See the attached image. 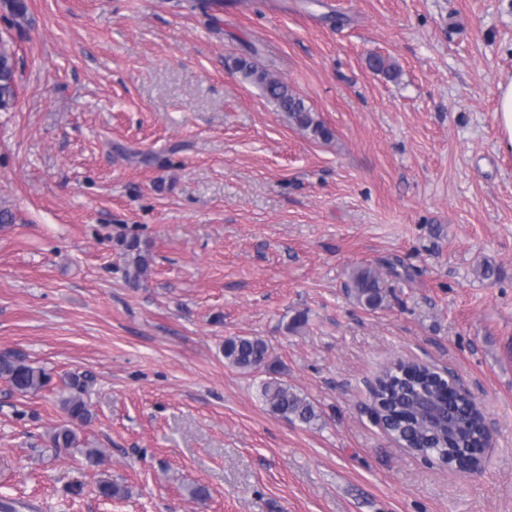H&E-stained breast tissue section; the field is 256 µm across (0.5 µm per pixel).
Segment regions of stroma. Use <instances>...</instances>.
Returning a JSON list of instances; mask_svg holds the SVG:
<instances>
[{
  "instance_id": "obj_1",
  "label": "stroma",
  "mask_w": 512,
  "mask_h": 512,
  "mask_svg": "<svg viewBox=\"0 0 512 512\" xmlns=\"http://www.w3.org/2000/svg\"><path fill=\"white\" fill-rule=\"evenodd\" d=\"M26 3L21 25L0 19L17 59L0 112L15 216L0 224V354L52 382L23 396L0 379V505L512 512V152L496 115L512 0ZM251 47L331 139L242 81L230 62ZM131 237L150 256L135 286ZM362 265L386 307L347 295ZM234 336L268 342L317 424L266 409L261 373L224 359ZM400 359L449 369L480 405L479 472L384 434L371 387ZM74 375L90 380L80 437L98 468L46 442ZM107 477L127 496H96Z\"/></svg>"
}]
</instances>
